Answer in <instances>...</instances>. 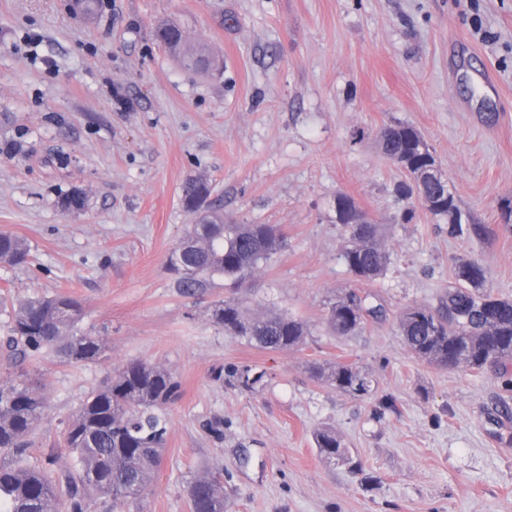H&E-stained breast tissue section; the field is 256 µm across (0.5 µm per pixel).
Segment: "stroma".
<instances>
[{"mask_svg": "<svg viewBox=\"0 0 512 512\" xmlns=\"http://www.w3.org/2000/svg\"><path fill=\"white\" fill-rule=\"evenodd\" d=\"M180 22L223 60L183 69L154 38ZM501 86L484 99L470 80ZM414 126L462 209L485 237H452L416 208L402 222L404 179L376 135ZM235 224H272L285 245L242 287L180 294L167 261L196 213L188 180ZM87 205L66 213L61 195ZM351 195L393 251L367 292L391 317L353 336L325 324L330 299L355 288L342 259L334 199ZM512 0H101L94 17L69 0H0V232L26 239L27 264L0 266V295L71 294L83 330L104 337L100 364L46 354L27 371L48 404L39 458L63 445L87 393L131 361L170 370L180 396L150 491L129 512H189L188 485L210 472L229 512H512V388L494 370H448L413 355L394 314L437 305L459 260L489 270L512 297ZM284 311L310 335L269 351L225 335L211 303ZM348 362L374 381L354 397L315 379L314 363ZM263 371L245 389L236 368ZM329 427L353 471L320 457Z\"/></svg>", "mask_w": 512, "mask_h": 512, "instance_id": "1", "label": "stroma"}]
</instances>
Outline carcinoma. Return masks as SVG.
I'll list each match as a JSON object with an SVG mask.
<instances>
[{
	"mask_svg": "<svg viewBox=\"0 0 512 512\" xmlns=\"http://www.w3.org/2000/svg\"><path fill=\"white\" fill-rule=\"evenodd\" d=\"M159 42L178 47L179 60L192 70L211 72L218 64L205 49L189 44L184 28L168 24L156 29ZM381 152L400 165L407 176L434 157L423 137L410 124L394 122L377 134ZM397 201L407 203L403 222L414 215L413 201L424 196L427 210L448 221V235L482 236L483 224H471L449 184L430 179L418 184L401 180L393 187ZM210 187L195 179L186 188L185 206L204 211L168 257L176 273V288L195 296L215 285L217 279L238 284L283 246V238L270 224H226L224 214L204 207ZM86 196L79 190L60 199L63 210H84ZM336 223L343 225L347 244L344 263L359 282L382 276L392 264V253L382 243L381 225L364 220L365 213L348 194L336 195ZM25 240L0 232V264L27 262ZM489 271L481 262L462 259L452 281L436 306L405 308L397 328L405 346L422 360L448 369L494 368L501 376L512 366V299L487 289ZM0 313L7 318L8 335L0 341V360L17 367L44 352L61 365L95 364L106 357L101 336L80 327L81 301L71 295H36L22 300L0 297ZM211 321L228 336L271 351L299 349L309 336L307 325L286 313L259 314L239 300H224L208 309ZM386 318L384 305L370 294L352 290L331 303L326 319L337 336H350L370 320ZM239 385L252 389L265 372L246 366L234 372ZM314 376L352 396L372 391V380L350 363H327ZM180 383L166 368L130 362L93 388L82 401L64 432L63 451L49 449L41 460L24 458L47 412L39 388L18 377L0 379V512H87L92 502L112 501L120 509L143 498L158 470L165 448L168 420L163 408L175 402ZM319 454L330 461L354 466L350 448L330 429L314 433ZM73 464L63 469L61 454ZM191 512H228L224 486L219 478L204 474L189 487Z\"/></svg>",
	"mask_w": 512,
	"mask_h": 512,
	"instance_id": "cac0c4a2",
	"label": "carcinoma"
}]
</instances>
